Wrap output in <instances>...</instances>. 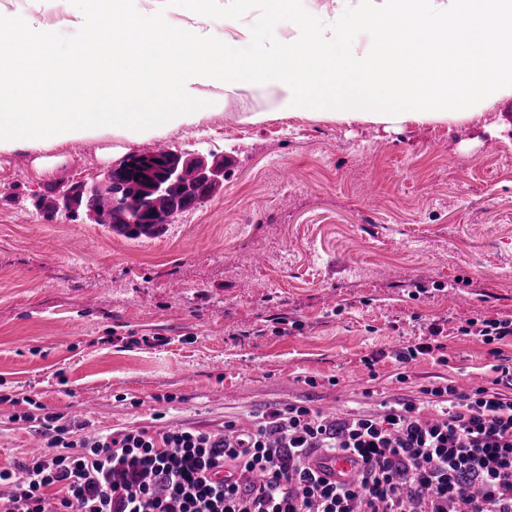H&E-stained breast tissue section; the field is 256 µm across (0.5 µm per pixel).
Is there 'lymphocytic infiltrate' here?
<instances>
[{"label": "lymphocytic infiltrate", "mask_w": 512, "mask_h": 512, "mask_svg": "<svg viewBox=\"0 0 512 512\" xmlns=\"http://www.w3.org/2000/svg\"><path fill=\"white\" fill-rule=\"evenodd\" d=\"M463 336L494 357L484 385L424 388V400L327 418L290 404L223 435L193 427L85 435L60 415L23 412L56 455L0 468L10 512H512V369L495 342L512 319H470ZM351 454L360 469L328 479L312 459Z\"/></svg>", "instance_id": "lymphocytic-infiltrate-1"}]
</instances>
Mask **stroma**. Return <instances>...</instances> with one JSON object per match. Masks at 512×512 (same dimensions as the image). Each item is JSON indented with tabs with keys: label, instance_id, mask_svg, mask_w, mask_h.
<instances>
[{
	"label": "stroma",
	"instance_id": "obj_1",
	"mask_svg": "<svg viewBox=\"0 0 512 512\" xmlns=\"http://www.w3.org/2000/svg\"><path fill=\"white\" fill-rule=\"evenodd\" d=\"M212 94L201 126L165 139L213 157L223 184L153 238L53 209L152 139L54 146L49 173L41 153L18 168L0 152V468L50 442L19 418L29 397L88 435L220 432L287 404L375 412L490 364L456 328L512 319V108L346 123L280 114L268 91ZM434 320L443 361L364 365Z\"/></svg>",
	"mask_w": 512,
	"mask_h": 512
}]
</instances>
